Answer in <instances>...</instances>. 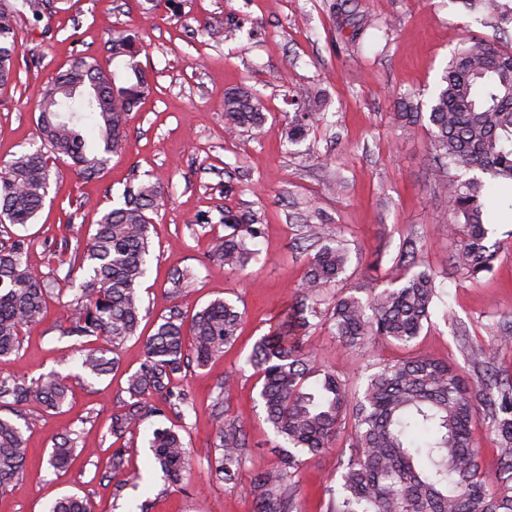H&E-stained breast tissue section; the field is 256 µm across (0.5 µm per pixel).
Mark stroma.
Here are the masks:
<instances>
[{"label": "stroma", "instance_id": "stroma-1", "mask_svg": "<svg viewBox=\"0 0 512 512\" xmlns=\"http://www.w3.org/2000/svg\"><path fill=\"white\" fill-rule=\"evenodd\" d=\"M332 0H55L56 8L34 19L24 0H0L17 10V78L0 89V164L39 147L36 120L41 92L78 55L94 56L111 69L112 33H135L139 60L154 87L127 123L124 150L94 178L63 168L35 223H0V242L24 237L30 267L48 276L45 319L26 332L0 377L70 376L61 413L37 401L21 406L18 421L30 448L23 479L0 492V512H45L66 494L88 497L95 512H254V474L277 466L275 439L248 363L254 342L267 334L292 292L300 287L305 257L299 249L308 226H324L347 247L346 287L358 297L398 281L405 241H415L419 268L436 275L431 320L410 346L379 339L351 355L322 327L311 330L321 368L363 392L376 363L422 355L454 366L468 381L476 375L466 345L483 347L491 364L512 375V351L497 339L512 323V212L494 208L488 221L500 250L490 273L469 279L449 268L454 243L448 211L436 191L427 122L399 127L397 102L409 93L429 97L442 70L473 31L493 35L478 11L455 0H352L357 12L379 27L355 33L335 18ZM242 21L236 42L214 43L206 26ZM247 86L263 99V131L224 134V93ZM323 100L326 120L298 145L280 131L293 115L289 101ZM344 178L329 189L332 169ZM160 182L163 199L152 214V250L141 286L149 312L141 337L126 341L120 365L96 378L80 368L79 338L63 335L67 313L85 273L74 260L77 241L87 240L104 212L122 204L133 178ZM257 213L263 234L241 272L225 270L209 255L224 234L225 210ZM190 267L193 283L175 288L171 276ZM222 298L243 315L238 340L206 366L189 367L172 380L191 406L166 412L189 444L191 470L182 487L167 484L148 448L159 419L144 417L138 429L113 439L111 418L126 411L128 375L145 359V338L158 317L191 315ZM234 375L232 389L224 378ZM229 410L242 424L248 448L244 469L232 479L215 474L217 413ZM73 429L79 447L92 454L56 471L47 463L55 440ZM123 448L125 469L139 478L110 481L112 453ZM351 456L350 434L341 432L325 453L307 457L299 474L303 512H326L328 488L338 487Z\"/></svg>", "mask_w": 512, "mask_h": 512}]
</instances>
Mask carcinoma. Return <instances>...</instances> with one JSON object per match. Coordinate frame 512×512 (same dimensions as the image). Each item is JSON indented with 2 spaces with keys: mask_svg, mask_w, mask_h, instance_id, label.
Masks as SVG:
<instances>
[{
  "mask_svg": "<svg viewBox=\"0 0 512 512\" xmlns=\"http://www.w3.org/2000/svg\"><path fill=\"white\" fill-rule=\"evenodd\" d=\"M468 12L481 9L496 31L512 27V4L503 0H456ZM16 19L0 10V87L16 78ZM112 60L124 76L104 72L95 58L81 56L47 82L38 104L42 146L22 152L0 166V216L13 225L34 223L45 206L59 164L72 162L90 178L104 170L109 155L123 149L130 112L147 97L152 84L137 61V41L124 31L112 35ZM424 102L414 96L400 102L395 114L401 126L423 119ZM320 102H305L281 131L282 140L298 144L324 121ZM264 101L251 90L224 93L225 132L260 130L266 122ZM93 118L97 142L84 130ZM432 158L438 194L448 204V224L461 225L452 254L455 271L477 279L493 270L499 245H487L484 176L512 184V45L470 33L448 61L441 84L429 102ZM162 191L159 183L140 181L125 190L123 206L105 212L81 252L80 269L88 279L74 298L64 336L101 337L106 348L81 350V369L100 377L111 370L115 353L138 335L143 315L139 288L150 255L149 211ZM231 233L214 239L210 257L230 270H243L261 235L254 213L224 211ZM26 242L0 246V361L18 353L25 329L44 315L49 283L24 260ZM348 251L341 241L321 245L306 257L304 283L272 331L258 339L249 358L259 397L278 443L279 466L256 474L251 493L254 512H300L297 482L302 457L316 455L346 424H351L353 454L327 512H512V378L503 380L488 368L484 349L471 346L469 361L479 373L468 384L452 366L425 357L385 363L372 373L362 396L352 395L344 380L317 366L306 336L312 320L328 326L349 349H365L377 337L404 346L420 336L437 296L435 276L408 265L401 283L372 289L363 300L335 291L345 272ZM242 313L216 299L197 311L190 323L178 313L160 318L145 340L146 357L127 379L133 403L112 417L110 435L119 439L141 419L140 410L157 395L170 406L190 407L186 394H175L172 377L207 364L237 339ZM322 374L315 389L306 388L312 374ZM68 395L66 379L50 373L27 382L0 378V401L22 404L34 397L46 409L61 412ZM486 402L489 428L501 463L496 491L487 489L480 448L472 433L474 406ZM216 474L230 477L247 462L248 449L239 421L220 417ZM149 449L165 480L183 482L189 449L182 434L157 427ZM83 450L65 434L50 453V465L61 470ZM28 446L20 426L0 416V490L24 474ZM46 512H93L89 499L63 496Z\"/></svg>",
  "mask_w": 512,
  "mask_h": 512,
  "instance_id": "carcinoma-1",
  "label": "carcinoma"
}]
</instances>
